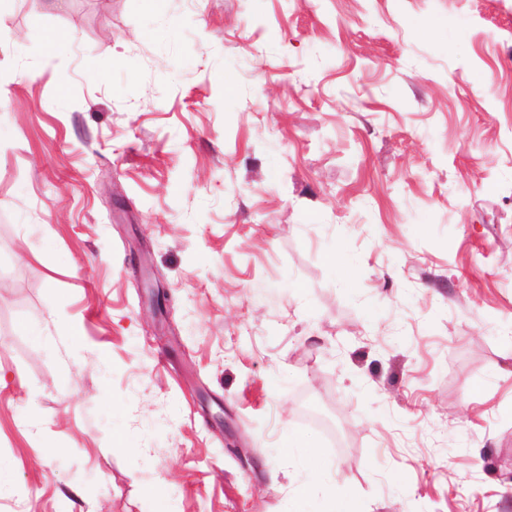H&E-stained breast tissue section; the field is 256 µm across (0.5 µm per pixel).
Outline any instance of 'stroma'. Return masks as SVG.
<instances>
[{
    "label": "stroma",
    "mask_w": 512,
    "mask_h": 512,
    "mask_svg": "<svg viewBox=\"0 0 512 512\" xmlns=\"http://www.w3.org/2000/svg\"><path fill=\"white\" fill-rule=\"evenodd\" d=\"M0 87V512H512V0H9Z\"/></svg>",
    "instance_id": "35a3bbf8"
}]
</instances>
